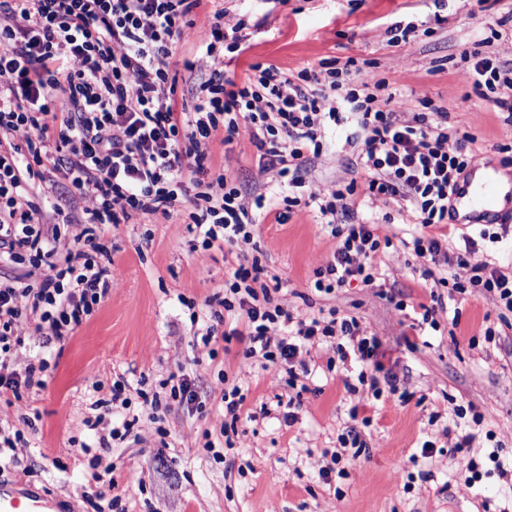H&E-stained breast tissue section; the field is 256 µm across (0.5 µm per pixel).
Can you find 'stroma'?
Listing matches in <instances>:
<instances>
[{"label":"stroma","instance_id":"obj_1","mask_svg":"<svg viewBox=\"0 0 512 512\" xmlns=\"http://www.w3.org/2000/svg\"><path fill=\"white\" fill-rule=\"evenodd\" d=\"M248 10V40L243 52L225 59L228 77L242 80L256 63L294 75L334 58L373 60L378 77L396 80L401 94H427L447 112L449 127L474 135L476 160L512 175L505 113L457 73L462 51L477 50L482 38L512 64V0H250ZM398 21L414 23L422 36L391 43L388 29ZM350 134L325 129L328 151L307 162V181L361 179L360 146ZM212 151L236 170L244 192L258 189L256 150L247 136L230 145L214 141ZM186 215L182 209L106 227L100 242L112 254L116 281L109 298L64 343L25 337L19 359L45 358L49 370L44 389L25 393L7 410L27 440L22 453L30 472L7 469L0 478L42 491L69 512H96L115 498L125 512H512V330L486 342L491 302L445 288L439 330L411 335V316L387 300L391 294L410 306L429 300L423 261L402 244L418 229L409 209L361 197L352 215L337 214L340 224L391 217L396 239L381 256L375 288L355 284L327 298L312 293L310 277L332 256L336 240L316 206L293 209L287 223L264 220L256 228L258 257L279 277L290 304L305 294L314 308L360 318L381 340L385 368L409 396L405 405L371 409L369 452L349 477L327 484L318 468L350 423L355 398L345 384L355 381V365L329 363L325 348L314 351L309 390L288 426L264 412L283 391L279 370L240 375L244 342L231 339L219 344L215 360H198L190 312L180 299L200 304L223 291L237 260L219 248L198 260ZM93 374L100 390L87 384ZM181 376L192 383L194 409L169 398V385ZM118 380L129 384L126 404L114 403L107 427H92ZM224 382L240 386L244 396L231 449L221 434ZM152 393L162 398L159 407L144 402ZM459 405L483 417L469 454L481 477L470 487L464 484L469 456L443 434L454 427ZM130 419L133 435L111 437V428ZM489 431L494 440L486 439ZM428 439L435 450L425 458Z\"/></svg>","mask_w":512,"mask_h":512}]
</instances>
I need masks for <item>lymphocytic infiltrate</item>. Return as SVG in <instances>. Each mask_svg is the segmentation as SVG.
Listing matches in <instances>:
<instances>
[{
  "mask_svg": "<svg viewBox=\"0 0 512 512\" xmlns=\"http://www.w3.org/2000/svg\"><path fill=\"white\" fill-rule=\"evenodd\" d=\"M204 0H0V264L29 267L34 283L0 281V400H20L46 386L47 360L19 362L14 354L26 330L61 342L90 318L111 294L112 255L98 242L109 224L132 214H169L190 206L199 254L227 246L244 257L255 249L254 227L266 197L248 195L229 167H216L215 139L232 144L247 136L258 156V178H275L286 189L285 211L299 206L307 188L336 248L313 271V289L330 295L351 282L374 286L382 247L391 246L386 224H340L357 195L402 200L421 229L408 247L424 259L422 279L432 281L430 301L419 304L416 322L438 328L440 291L481 293L500 325L512 328V268L478 257V243L465 237L456 262L463 273L434 277L433 265L448 257V202L471 165L469 134L448 125V115L425 95L409 99L408 113L389 110L396 94L386 79L350 58L321 63L291 76L274 65L255 64L243 82L224 73L225 53L241 48L245 13L217 7L202 13ZM188 37L210 69L193 100L178 95L171 66L176 41ZM461 78L499 110L512 112V67L496 54L462 52ZM353 124L358 131L363 182L307 187L304 166L324 151L326 124ZM62 170L82 217L53 221L44 210L48 169ZM259 260L232 268L224 290L191 312L202 324L193 344L215 357L219 341H245L243 372L254 362L285 374L293 395L277 401L285 424L296 419L295 391L309 369L305 348L325 339L340 362L359 368L348 393L368 387L374 399L406 403L396 385L381 389V342L359 319L331 307L310 315L275 300ZM499 325V326H500ZM338 437L333 467L323 481L346 475L369 445L362 429L371 419L358 406Z\"/></svg>",
  "mask_w": 512,
  "mask_h": 512,
  "instance_id": "obj_1",
  "label": "lymphocytic infiltrate"
}]
</instances>
